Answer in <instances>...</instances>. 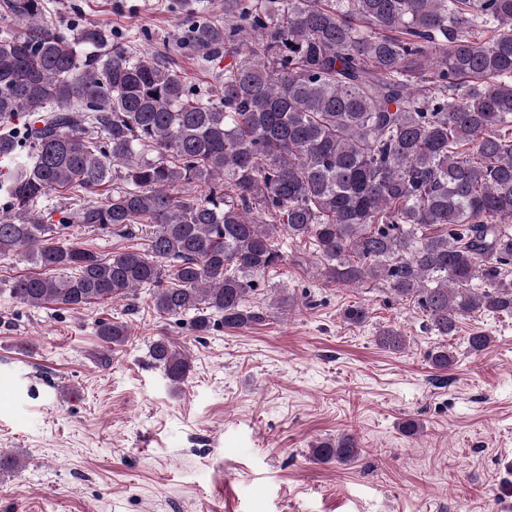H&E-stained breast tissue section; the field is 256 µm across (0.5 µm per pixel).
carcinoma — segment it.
<instances>
[{"instance_id":"1","label":"carcinoma","mask_w":512,"mask_h":512,"mask_svg":"<svg viewBox=\"0 0 512 512\" xmlns=\"http://www.w3.org/2000/svg\"><path fill=\"white\" fill-rule=\"evenodd\" d=\"M8 2L25 27L0 30V258L43 269L14 277L12 300L81 309L148 287L199 333L207 310L246 329L283 235L314 247L323 282L381 283L441 337L479 312L512 316V0H224V23L180 40L204 68L230 59L205 93L167 43L135 57L98 24L69 37L42 0ZM111 181L56 221L34 209ZM72 224L146 243L102 256L63 241ZM98 336L122 345L129 329ZM149 357L172 383L191 371L164 336ZM426 360L443 375L456 363L444 344ZM361 454L348 433L311 449L322 464Z\"/></svg>"}]
</instances>
